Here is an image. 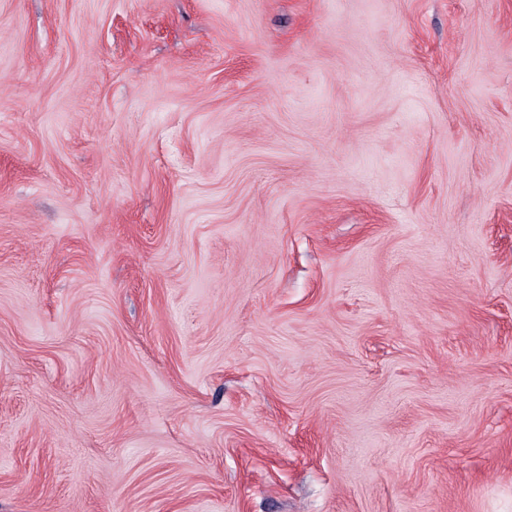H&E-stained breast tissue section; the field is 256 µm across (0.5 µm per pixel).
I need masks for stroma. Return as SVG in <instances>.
Returning <instances> with one entry per match:
<instances>
[{
    "label": "stroma",
    "mask_w": 512,
    "mask_h": 512,
    "mask_svg": "<svg viewBox=\"0 0 512 512\" xmlns=\"http://www.w3.org/2000/svg\"><path fill=\"white\" fill-rule=\"evenodd\" d=\"M0 512H512V0H0Z\"/></svg>",
    "instance_id": "stroma-1"
}]
</instances>
